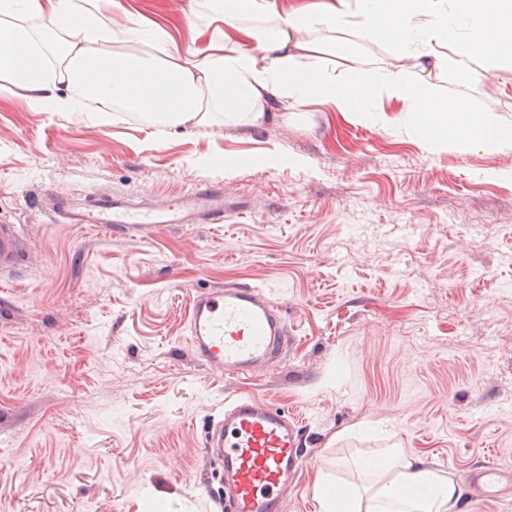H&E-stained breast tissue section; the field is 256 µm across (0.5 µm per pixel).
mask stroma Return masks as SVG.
Returning a JSON list of instances; mask_svg holds the SVG:
<instances>
[{
  "mask_svg": "<svg viewBox=\"0 0 512 512\" xmlns=\"http://www.w3.org/2000/svg\"><path fill=\"white\" fill-rule=\"evenodd\" d=\"M177 45L188 0H122ZM481 82L432 71L440 97L512 127V57ZM371 121L318 99L252 126L0 97V512H220L202 448L225 399L303 417L306 467L286 512H322L316 481L373 484L357 460L401 448L457 483L483 454L512 467V151L429 148L403 101ZM238 168L221 166L224 156ZM205 183L250 210L221 224L114 237L56 224L43 191L114 188L156 202ZM263 289L288 314L287 358L247 380L189 345V299ZM22 237L16 224H0V272L10 273L18 264Z\"/></svg>",
  "mask_w": 512,
  "mask_h": 512,
  "instance_id": "1",
  "label": "stroma"
}]
</instances>
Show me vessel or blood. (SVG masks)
Segmentation results:
<instances>
[{"instance_id":"b4317fda","label":"vessel or blood","mask_w":512,"mask_h":512,"mask_svg":"<svg viewBox=\"0 0 512 512\" xmlns=\"http://www.w3.org/2000/svg\"><path fill=\"white\" fill-rule=\"evenodd\" d=\"M43 203L56 223L90 224L108 233L147 238L167 224H220L224 190L202 184L163 206L117 192L67 195L45 191ZM22 237L13 224H0V272L16 267ZM189 342L194 354L226 378L257 374L288 353V318L266 292L229 285L198 292L189 305ZM299 413L250 395L226 400L210 415L204 448L223 473L217 493L224 512H284L285 496L303 467ZM473 499L512 500V468L485 460L467 475Z\"/></svg>"}]
</instances>
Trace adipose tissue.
Masks as SVG:
<instances>
[{
	"mask_svg": "<svg viewBox=\"0 0 512 512\" xmlns=\"http://www.w3.org/2000/svg\"><path fill=\"white\" fill-rule=\"evenodd\" d=\"M212 24L202 44L179 48L160 26L125 14L119 0H0V95L24 94L54 112L78 103H112L163 126L247 125L252 118L312 98L366 112L375 91L405 99L434 148L512 150V127L476 120L468 100L437 99L426 80L455 64L479 81L482 63L512 54V0H329L320 15L280 13L267 0H194ZM340 33L349 75L320 63L323 46L308 32ZM387 43L391 62L360 56L361 40ZM420 75L409 78L403 61ZM72 86L60 96L58 82ZM382 477L365 494L322 482L324 512H458L455 481L399 448L364 459Z\"/></svg>",
	"mask_w": 512,
	"mask_h": 512,
	"instance_id": "adipose-tissue-1",
	"label": "adipose tissue"
}]
</instances>
